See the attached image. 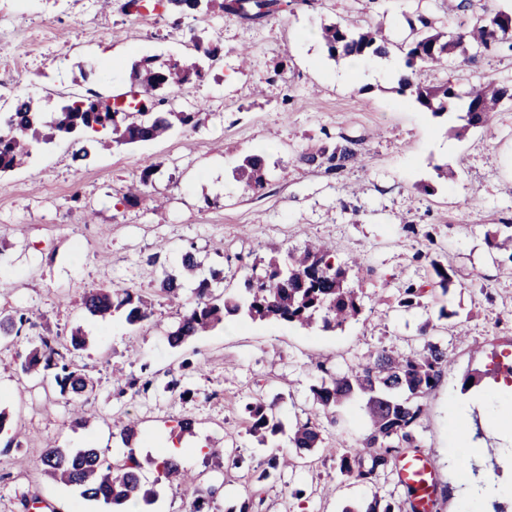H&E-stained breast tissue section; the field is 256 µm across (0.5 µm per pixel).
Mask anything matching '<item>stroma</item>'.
<instances>
[{
	"label": "stroma",
	"instance_id": "35a3bbf8",
	"mask_svg": "<svg viewBox=\"0 0 512 512\" xmlns=\"http://www.w3.org/2000/svg\"><path fill=\"white\" fill-rule=\"evenodd\" d=\"M125 2L0 0V102L24 95L52 108L74 96L112 100L135 91L131 67L146 58L190 56L203 69L201 79L166 91L177 105L201 108L196 128L108 150L94 145L83 160L75 159L72 140L59 138L0 176V311L25 310L35 324L0 340V409L9 415L0 431V512H25L31 498L53 512H104L41 472L51 445L92 446L113 459L135 451L144 489L157 492L152 512L189 510L182 487L155 481L153 461L172 445L185 471L217 487L214 512H235L248 497L257 499L256 512H343L375 495L395 512H412L396 471L370 483L342 475L326 450L294 456L286 430L314 416L311 388L323 370L383 347L417 350L428 340L447 348L450 360L416 429L434 474L432 512H492L490 499L473 498L470 489L502 475L495 464L508 443L491 424L497 382L487 377L466 392L462 381L488 364L492 350L512 344V258L487 243L512 219V101H503L488 126L458 139L448 132L450 120L397 93L388 63L370 58L353 73L321 41L301 34L331 23H380L400 43L417 13L451 32L512 0H310L260 23L225 16L215 2L185 15L129 13ZM194 36L218 46L217 60L191 53ZM244 46L251 52L246 67ZM488 79L512 84V35L494 56L457 54L421 77L463 90ZM343 136L358 138L363 164L329 172L301 161L303 152ZM257 145L269 182L248 194L234 170ZM148 162L156 166L149 185L126 201ZM438 164L453 178L438 177ZM316 238L332 244L337 262L363 258L359 320L335 333L229 316L210 335L169 346L181 309L159 285L164 276L181 277L185 250L200 264L196 278L182 282L190 303L212 271L222 270L231 289L262 273L270 257ZM434 259L457 272L449 292L397 307L398 287L426 280ZM115 285L152 298V323L131 326L118 314L101 320L85 311V293ZM444 308L458 312L462 330L441 317ZM78 326L86 336L78 363L92 385L85 407L94 418L85 425L74 423L71 401L52 380L14 368L34 333L65 341ZM147 374L154 384L145 394L112 384L117 375ZM471 392L479 396L467 411V435L480 450L475 474L453 466V406ZM258 401L275 403L285 427L269 446L249 434L243 413ZM363 405L356 398L340 409L326 431L328 448H356ZM184 416L195 419V433L179 439L172 429ZM131 419L139 435L129 450L119 433ZM214 442L223 444V457L202 454ZM273 454L293 456V468L259 480Z\"/></svg>",
	"mask_w": 512,
	"mask_h": 512
}]
</instances>
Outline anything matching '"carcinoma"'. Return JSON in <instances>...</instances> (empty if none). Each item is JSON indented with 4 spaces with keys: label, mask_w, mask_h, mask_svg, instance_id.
<instances>
[{
    "label": "carcinoma",
    "mask_w": 512,
    "mask_h": 512,
    "mask_svg": "<svg viewBox=\"0 0 512 512\" xmlns=\"http://www.w3.org/2000/svg\"><path fill=\"white\" fill-rule=\"evenodd\" d=\"M220 8L228 17L263 20L288 8L286 0H223ZM418 25H410L413 37L400 45L385 34L382 26L349 30L337 24L324 25L321 38L328 56L333 59L353 56L385 58L392 48L403 54L407 75L398 81L397 92L411 96L421 106L441 117L456 111L460 126L452 128L458 137L469 129L483 127L502 101L512 100L508 86L488 83L460 91L451 82L424 87L413 81V75L443 65L458 52L470 57L491 56L500 49L503 38L512 33V10H496L482 15L469 26L453 33L440 31L431 16L417 15ZM200 76L197 65L185 59H172L158 64L143 60L132 67V79L140 87L138 111L94 112L95 101L80 97L54 111H45L30 98H19L9 111L0 113V174L22 167L31 156L33 147L49 143L57 137L78 138L90 130H109L112 139L101 145L122 146L148 142L167 135L176 127H195L201 112L166 108L167 98L159 92L172 86H183ZM357 141L348 137L315 151L304 153L300 160L308 165L323 166L338 171L359 161ZM237 178L256 194L267 185V166L263 156L249 154L237 167ZM431 278L410 282L399 289L396 299L402 308L422 303L426 288H440L446 293L454 283L456 270L449 264L431 260ZM161 295L169 301L180 299L181 283L175 278L163 280ZM82 306L87 313L105 319L115 312L137 326L154 315L152 302L131 288H98L86 293ZM363 309L362 291L350 281V268L338 264L333 249L322 243H311L304 249L287 252L280 259L272 257L264 274L250 276L236 293L225 290L217 293L203 280L196 289L193 307L183 315L177 328L168 334L173 348L215 330L224 317L244 314L253 321L275 320L293 323L302 328L321 325L325 330L341 328L358 319ZM30 323L23 312L0 314V337L16 335ZM34 345L17 363L21 373L39 376L52 371L53 381L60 394L72 397L74 405L81 403L88 389V378L75 362L77 351L86 346L82 329L70 334V345L58 344L53 336L33 337ZM512 351L491 352V367L466 377L479 383L489 373L512 381ZM448 367V351L428 340L416 353L404 354L381 348L363 362L338 373H326L321 383L312 387L317 408L325 416L359 395L365 399L366 432L358 449L339 455V471L343 475L372 482L381 472L393 468L396 458L418 447L415 429L425 409L422 400L441 381ZM249 433L263 444L268 437L282 431L275 405L263 402L245 406ZM289 444L301 452L326 447L323 427L309 418L289 434ZM42 471L51 479L81 490L88 501L111 506H125L141 489V464L134 451L121 461H114L99 449L47 448L41 458ZM290 465L285 457L273 455L266 461L258 479L282 473ZM156 479L179 481L192 490L191 512H209L215 491L202 485L197 478L180 468L175 457L167 455L155 462Z\"/></svg>",
    "instance_id": "1"
}]
</instances>
